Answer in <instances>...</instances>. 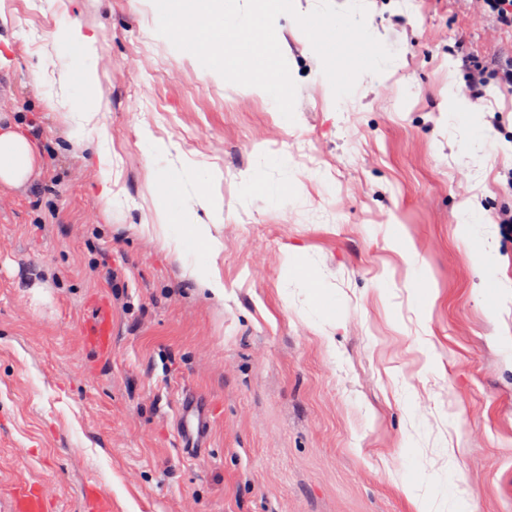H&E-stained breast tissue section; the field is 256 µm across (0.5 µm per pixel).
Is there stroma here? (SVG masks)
Instances as JSON below:
<instances>
[{"label": "stroma", "instance_id": "1", "mask_svg": "<svg viewBox=\"0 0 512 512\" xmlns=\"http://www.w3.org/2000/svg\"><path fill=\"white\" fill-rule=\"evenodd\" d=\"M365 3L395 60L341 106L278 17L288 121L157 34L152 0H0V124L37 155L0 183V512L24 486L49 489L44 512H512V90L490 78L477 99L482 162L444 110L512 32L482 0ZM73 35L92 40L85 80ZM75 101L101 137L76 135ZM169 174L223 297L163 243ZM254 177L291 190L250 195ZM101 302L104 357L86 341ZM189 393L199 459L177 430Z\"/></svg>", "mask_w": 512, "mask_h": 512}]
</instances>
